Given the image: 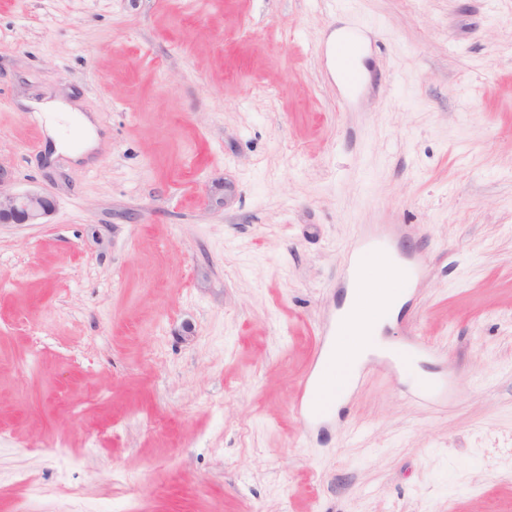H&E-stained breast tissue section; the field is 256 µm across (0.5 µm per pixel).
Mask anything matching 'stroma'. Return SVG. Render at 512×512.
I'll use <instances>...</instances> for the list:
<instances>
[{
    "mask_svg": "<svg viewBox=\"0 0 512 512\" xmlns=\"http://www.w3.org/2000/svg\"><path fill=\"white\" fill-rule=\"evenodd\" d=\"M0 166L57 200L0 226V512H512V0H0ZM377 232L421 354L319 428ZM342 330L341 319L325 329L321 335L313 366L302 383L300 413L309 423L320 425L336 413V381L338 377L351 378L358 370L356 358L336 364L334 350L336 337ZM338 365H342L336 370Z\"/></svg>",
    "mask_w": 512,
    "mask_h": 512,
    "instance_id": "obj_1",
    "label": "stroma"
}]
</instances>
